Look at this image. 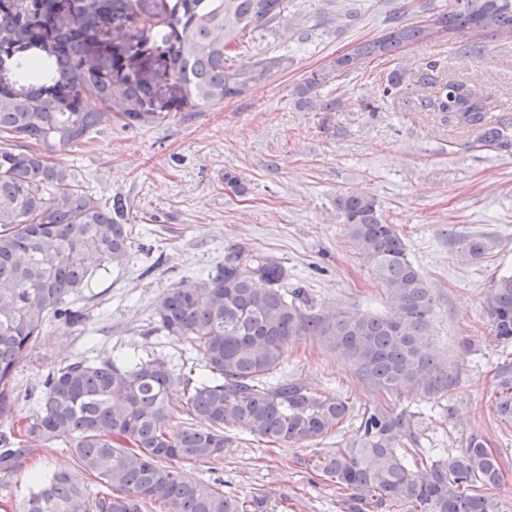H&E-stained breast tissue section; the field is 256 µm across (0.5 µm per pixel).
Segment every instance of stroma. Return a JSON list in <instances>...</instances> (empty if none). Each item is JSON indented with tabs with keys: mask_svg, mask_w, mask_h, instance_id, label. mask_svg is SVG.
<instances>
[{
	"mask_svg": "<svg viewBox=\"0 0 512 512\" xmlns=\"http://www.w3.org/2000/svg\"><path fill=\"white\" fill-rule=\"evenodd\" d=\"M456 0H288V17L238 41L236 61L285 56L274 73L244 95L196 112H173L154 127L104 123L81 143L50 160L71 167L80 190L103 204L121 203L135 248L126 262L96 276L70 296L82 309L78 326L46 325L36 352L15 373L19 396L13 419L33 420L37 397L54 368L76 357L94 361L134 354L159 357L176 371L201 370V353L188 343L152 333L160 294L194 282L235 246L288 268L286 290L303 289L317 313L385 314L386 295L344 233L337 196L373 194L394 224L410 260L436 296L428 347L448 385L387 393L371 386L339 352L313 337L289 341L280 377L353 407L350 418L313 443H268L233 429L224 457L180 461L197 479L220 484L242 500L265 496L264 512H344L335 482L318 469L321 458L360 436L365 409L405 411L412 440L404 451L412 472L424 458L448 459L471 435L506 461L495 495L512 512V426L493 406L498 365L512 361V344L491 334L484 298L496 279L512 274V147L481 146L474 134L448 128L433 112L413 107L427 63L501 102L512 137V39L451 35L367 60L335 75L316 98L297 88L337 56L397 24H417L454 8ZM398 69L413 80L395 100L378 89ZM334 103L331 111L321 110ZM237 176L233 191L225 173ZM488 237L482 258L468 257L463 240ZM76 466L70 441L39 444L10 473L0 472V512H20L34 485Z\"/></svg>",
	"mask_w": 512,
	"mask_h": 512,
	"instance_id": "obj_1",
	"label": "stroma"
}]
</instances>
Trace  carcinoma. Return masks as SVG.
<instances>
[{"instance_id":"cac0c4a2","label":"carcinoma","mask_w":512,"mask_h":512,"mask_svg":"<svg viewBox=\"0 0 512 512\" xmlns=\"http://www.w3.org/2000/svg\"><path fill=\"white\" fill-rule=\"evenodd\" d=\"M132 0H19L0 9V418L13 415L14 372L36 349L45 324L77 326L84 316L67 298L101 272L123 264L132 229L120 211L75 189L72 169L48 156L117 118L124 125L154 126L170 111L152 107L146 79L112 82V64L92 45L103 28L129 45L145 37L167 47L174 111L194 112L244 94L252 85L288 68L281 56L238 65L229 49L246 31L264 30L282 18L287 0H171L164 23L132 32ZM46 15L51 37H40L31 19ZM449 34L475 36L512 31V0H461L432 16ZM433 40L425 25H398L358 45L364 60ZM425 85L437 91L420 100L441 112L448 125L477 134L488 147L508 144L505 131L488 123L493 96L465 89L457 79ZM408 72L392 73L381 97H394ZM34 142L32 149L13 140ZM344 231L386 288L388 312L319 314L302 308L301 289L282 292L288 270L273 258L237 246L206 278L169 288L154 307L155 331L183 340L202 354L205 373H174L161 358H76L50 372L40 393L39 419L0 433V471L11 472L39 443L68 438L74 471L35 478L38 489L22 512H140L162 500L169 512H246L244 503L184 470L175 460L224 457V430L241 427L268 443L312 442L352 413L338 396H321L296 381H269L289 341L313 336L337 350L371 385L400 393L414 386L431 391L444 372L427 352L436 297L408 259L395 225L368 193L340 195ZM473 258L488 251L484 237L464 241ZM492 335L512 342V275L502 276L484 298ZM495 412L512 423V365L497 373ZM183 415L172 429L173 412ZM208 423L199 427L194 420ZM363 434L350 448L319 461L322 471L349 491L348 512H382L417 503L423 512H499L488 490L503 479L502 462L471 436L458 456L435 461L413 476L398 451L411 437L404 413L363 414ZM100 489L91 492L86 480ZM117 489L122 495L112 494Z\"/></svg>"}]
</instances>
